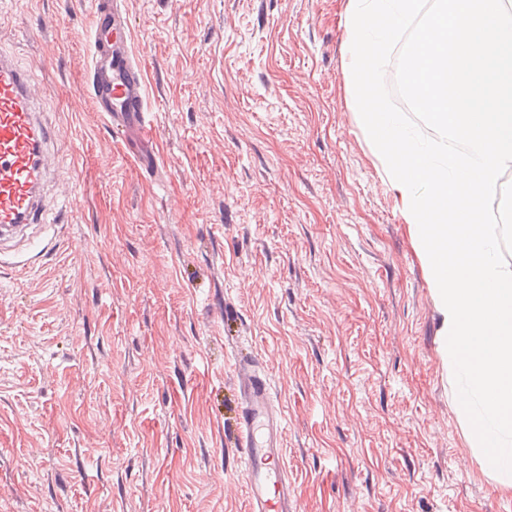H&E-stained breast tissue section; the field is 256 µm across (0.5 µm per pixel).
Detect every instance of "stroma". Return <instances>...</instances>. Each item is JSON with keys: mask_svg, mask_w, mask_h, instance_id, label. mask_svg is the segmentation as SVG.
Here are the masks:
<instances>
[{"mask_svg": "<svg viewBox=\"0 0 512 512\" xmlns=\"http://www.w3.org/2000/svg\"><path fill=\"white\" fill-rule=\"evenodd\" d=\"M341 0H124L146 179L91 103V0H0L70 183L0 264V512H246L261 355L307 512H512L451 404L438 314L350 108Z\"/></svg>", "mask_w": 512, "mask_h": 512, "instance_id": "stroma-1", "label": "stroma"}]
</instances>
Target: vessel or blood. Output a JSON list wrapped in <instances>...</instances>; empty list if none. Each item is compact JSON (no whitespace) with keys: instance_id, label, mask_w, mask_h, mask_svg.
<instances>
[{"instance_id":"vessel-or-blood-1","label":"vessel or blood","mask_w":512,"mask_h":512,"mask_svg":"<svg viewBox=\"0 0 512 512\" xmlns=\"http://www.w3.org/2000/svg\"><path fill=\"white\" fill-rule=\"evenodd\" d=\"M123 0H94L90 62L84 93L112 132L127 138L137 165L149 176L161 159L148 107V75L134 49ZM42 95L12 57L0 54V239L41 223V185L62 166L49 145L52 131L36 109ZM238 446L243 450L248 512H299L283 458L284 419L253 356L236 362Z\"/></svg>"}]
</instances>
